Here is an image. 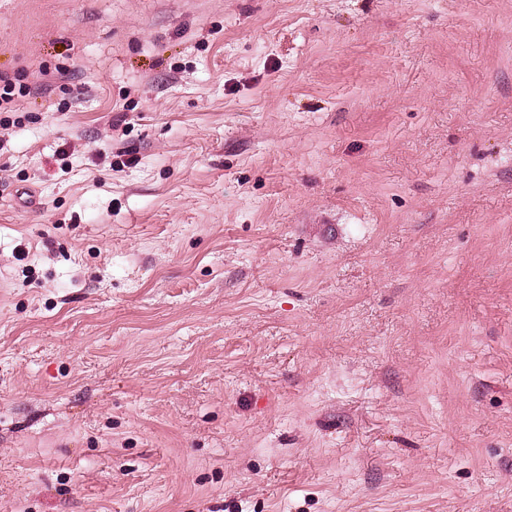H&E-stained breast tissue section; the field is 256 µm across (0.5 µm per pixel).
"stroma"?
Segmentation results:
<instances>
[{"mask_svg": "<svg viewBox=\"0 0 512 512\" xmlns=\"http://www.w3.org/2000/svg\"><path fill=\"white\" fill-rule=\"evenodd\" d=\"M0 73V512H512V0H0Z\"/></svg>", "mask_w": 512, "mask_h": 512, "instance_id": "stroma-1", "label": "stroma"}]
</instances>
